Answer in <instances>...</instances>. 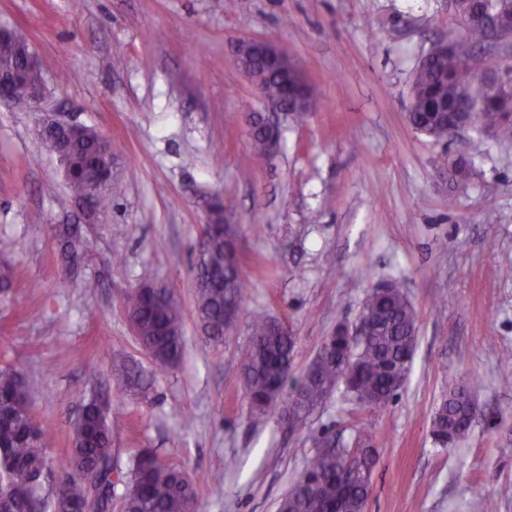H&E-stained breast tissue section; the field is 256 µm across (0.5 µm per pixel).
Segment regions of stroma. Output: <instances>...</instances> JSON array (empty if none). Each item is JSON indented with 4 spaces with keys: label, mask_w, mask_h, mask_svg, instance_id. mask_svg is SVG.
I'll return each instance as SVG.
<instances>
[{
    "label": "stroma",
    "mask_w": 512,
    "mask_h": 512,
    "mask_svg": "<svg viewBox=\"0 0 512 512\" xmlns=\"http://www.w3.org/2000/svg\"><path fill=\"white\" fill-rule=\"evenodd\" d=\"M449 0H0V29L30 44L44 109L112 143V208L83 224L37 115L0 105V366L34 395L53 460L83 402L112 419V458L153 448L194 476L198 512H277L323 440L373 434L379 463L367 512H512V143L475 130L438 142L406 121L420 61L457 27ZM288 52L319 91L255 165L248 117L267 111L234 54L244 38ZM463 157L455 183L443 153ZM238 226L248 290L223 341L206 347L195 310L198 242L216 193ZM82 224L89 248L62 272L55 228ZM124 263L115 266L113 255ZM151 268L184 312L185 352L159 368L133 335L126 297ZM402 283L417 314L408 379L369 411L337 389L302 431L257 420L240 359L254 312L296 338L298 379L337 325H355L368 288ZM131 364L130 395L112 378ZM474 382L478 416L455 447L435 446L432 414L449 378Z\"/></svg>",
    "instance_id": "1"
}]
</instances>
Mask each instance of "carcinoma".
Segmentation results:
<instances>
[{"label": "carcinoma", "mask_w": 512, "mask_h": 512, "mask_svg": "<svg viewBox=\"0 0 512 512\" xmlns=\"http://www.w3.org/2000/svg\"><path fill=\"white\" fill-rule=\"evenodd\" d=\"M489 15L469 21L466 6L459 5L463 33L448 31V53L430 65L417 67L411 86L412 107L408 122L412 129L438 141L448 139V124L443 115L447 105L457 102L470 106L490 124L494 135L512 141V70L503 73L496 90L487 89L477 71L465 66L466 47L484 46L492 36V16L512 12V0H487ZM28 42L20 35L5 38L0 45V77L14 80L15 93L27 94L29 87L43 81L39 70L26 66ZM255 80L267 92L278 95L283 88L300 84L302 103L291 104L288 116L297 125L316 107L319 96L307 79L286 69L257 64ZM99 133L85 127L65 159L66 184L76 198L94 199L98 210L107 211L112 200L82 176L85 163L98 158ZM254 158L262 160L273 153L267 135L251 130ZM452 176L461 181L471 177V168L460 159L443 158ZM60 253L66 259L84 255L87 241L74 224L56 227ZM202 260L195 267L197 310L203 331L215 342L224 339V319L239 316L246 293L244 277L236 258V228L217 223L205 229L199 242ZM149 270L140 275L139 287L128 295V318L136 336L152 359L164 367L174 366L182 357L185 339L183 314L177 297L167 288L152 289ZM358 320L367 324V335L360 339L336 331L324 349L316 354L299 382L300 390L288 395V425L301 430L323 401L340 385L349 400L374 411L386 407L398 395L410 372L417 346V312L403 286L391 282L382 292L369 290ZM296 336L281 331L272 319L257 312L251 319V345L241 371L246 395L258 416L275 409L291 366ZM113 378L126 391L143 389L138 370L116 367ZM466 389L454 384L431 420L433 443L448 448L458 441L451 428L459 424L461 408L458 392ZM30 386L13 368H0V512H40L42 487L37 475L50 467L43 433L32 415ZM70 448L58 465L59 482L49 497L64 498L75 508L91 506L100 512L112 508V423L108 414L91 402L73 423ZM378 458L372 448V434L361 429L352 446L322 448L307 463L290 489L288 500L279 512H362L371 491ZM126 486L122 512H197L193 478L186 469L173 464L150 448H141L131 457L130 468L120 473ZM109 488V494L89 503V483Z\"/></svg>", "instance_id": "obj_1"}]
</instances>
